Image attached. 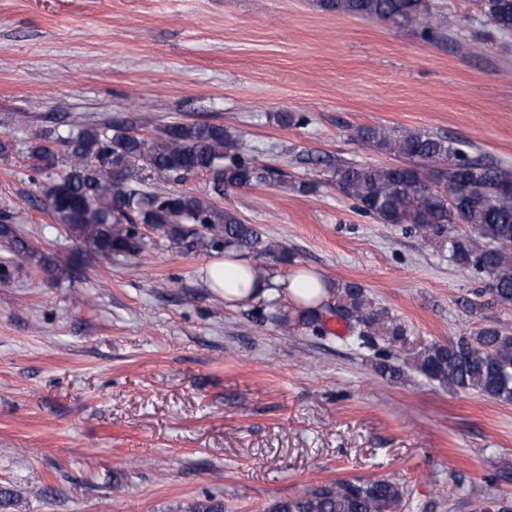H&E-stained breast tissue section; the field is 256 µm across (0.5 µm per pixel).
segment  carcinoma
Masks as SVG:
<instances>
[{
  "label": "carcinoma",
  "mask_w": 512,
  "mask_h": 512,
  "mask_svg": "<svg viewBox=\"0 0 512 512\" xmlns=\"http://www.w3.org/2000/svg\"><path fill=\"white\" fill-rule=\"evenodd\" d=\"M324 12L391 21L414 28L428 40L445 37L430 0H316ZM487 22L500 34H512V0H485ZM131 118L114 124H89L57 139L64 150L32 146L37 183L34 205L48 210L88 252L110 259L145 256L153 240L148 227L173 245L207 253L234 249L253 257L254 272L267 287L279 290L266 275V260L296 265L295 254L268 239L254 224L220 207L215 196L224 187L256 182L289 184L301 193L315 189L273 167H258L239 136L207 122L172 123L153 138L133 133ZM358 136L392 164L359 165L338 160L331 182L363 214L381 224L402 226L429 247L448 252L459 269L488 275L492 300L512 306V169L471 157L442 136L421 131L367 126ZM210 176L212 193L180 190L192 173ZM0 240L51 278L56 266L19 238L13 216L0 213ZM332 304L299 310L292 320L314 333L326 330L325 314L336 317L359 349L373 352L375 369L397 380L402 369L390 362L393 350L406 353L405 365L450 391H473L512 402V333L494 320L455 341L419 343L390 310L377 304L363 285H331ZM471 316L485 310L482 294L462 299ZM404 490L388 480H343L268 504L265 512H400Z\"/></svg>",
  "instance_id": "cac0c4a2"
}]
</instances>
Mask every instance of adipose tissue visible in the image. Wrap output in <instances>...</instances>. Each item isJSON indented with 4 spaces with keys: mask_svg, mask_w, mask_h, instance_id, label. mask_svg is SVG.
<instances>
[{
    "mask_svg": "<svg viewBox=\"0 0 512 512\" xmlns=\"http://www.w3.org/2000/svg\"><path fill=\"white\" fill-rule=\"evenodd\" d=\"M206 275L212 291L222 295L230 307L248 304L266 293L264 284L254 282L250 262L233 250L211 260Z\"/></svg>",
    "mask_w": 512,
    "mask_h": 512,
    "instance_id": "obj_1",
    "label": "adipose tissue"
}]
</instances>
